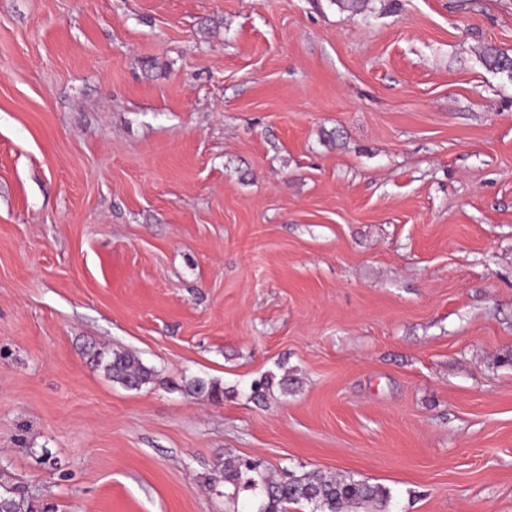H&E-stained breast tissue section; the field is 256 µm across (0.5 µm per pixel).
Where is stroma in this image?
I'll list each match as a JSON object with an SVG mask.
<instances>
[{"mask_svg": "<svg viewBox=\"0 0 512 512\" xmlns=\"http://www.w3.org/2000/svg\"><path fill=\"white\" fill-rule=\"evenodd\" d=\"M495 52L512 0H0L12 482L57 512H255L206 483L250 457L386 512H512ZM87 355L90 361L101 367L113 382L128 389L138 390L154 381V369L146 366L128 351L107 350L93 346Z\"/></svg>", "mask_w": 512, "mask_h": 512, "instance_id": "stroma-1", "label": "stroma"}]
</instances>
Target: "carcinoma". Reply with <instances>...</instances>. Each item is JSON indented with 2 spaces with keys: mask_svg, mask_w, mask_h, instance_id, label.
I'll list each match as a JSON object with an SVG mask.
<instances>
[{
  "mask_svg": "<svg viewBox=\"0 0 512 512\" xmlns=\"http://www.w3.org/2000/svg\"><path fill=\"white\" fill-rule=\"evenodd\" d=\"M87 355L112 381L128 389L138 390L154 381V369L128 351L92 347ZM185 389L210 400L220 397L218 386L200 377L186 381ZM207 482L212 486L221 482L228 484L233 487L235 495L241 491L252 492L260 497L259 512H288V505L300 502L327 503L326 512H354V509L370 504L382 510L389 498L388 491L381 486L350 476L328 478L312 472L278 479L260 470V464L253 461L226 462L207 478ZM0 512H54V508L27 496L7 480L5 471L1 470Z\"/></svg>",
  "mask_w": 512,
  "mask_h": 512,
  "instance_id": "cac0c4a2",
  "label": "carcinoma"
}]
</instances>
